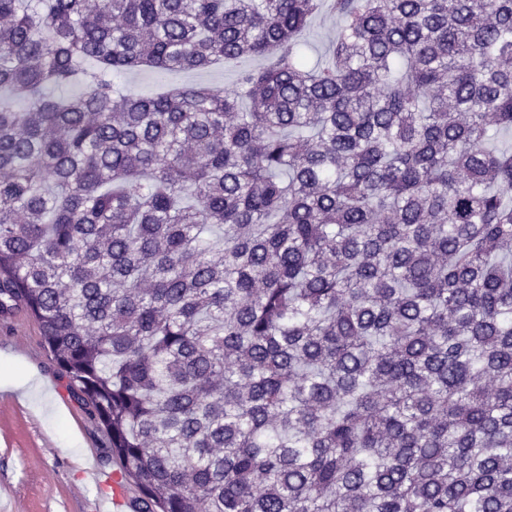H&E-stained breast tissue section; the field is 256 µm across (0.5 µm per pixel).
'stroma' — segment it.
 <instances>
[{
	"mask_svg": "<svg viewBox=\"0 0 512 512\" xmlns=\"http://www.w3.org/2000/svg\"><path fill=\"white\" fill-rule=\"evenodd\" d=\"M236 73L233 65L173 74L137 69L120 80L131 93L152 96L171 86L222 88ZM1 373L33 375L46 396L39 401L0 388V512H95L102 492L85 482L82 467L98 456L103 434L69 399L38 324L25 314L0 323Z\"/></svg>",
	"mask_w": 512,
	"mask_h": 512,
	"instance_id": "35a3bbf8",
	"label": "stroma"
}]
</instances>
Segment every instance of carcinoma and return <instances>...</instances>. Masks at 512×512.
Instances as JSON below:
<instances>
[{"label": "carcinoma", "mask_w": 512, "mask_h": 512, "mask_svg": "<svg viewBox=\"0 0 512 512\" xmlns=\"http://www.w3.org/2000/svg\"><path fill=\"white\" fill-rule=\"evenodd\" d=\"M508 131L512 0H0V320L133 512H512ZM336 36V20L328 14L316 18L303 32L302 37L310 45L314 56H325L329 44ZM237 69L235 65H224L202 72L173 74L152 69H137L125 72L119 80L133 94L152 96L171 86L202 84L224 89L235 80Z\"/></svg>", "instance_id": "cac0c4a2"}]
</instances>
